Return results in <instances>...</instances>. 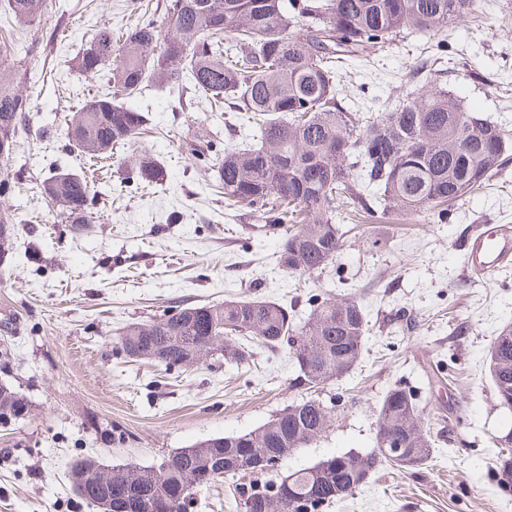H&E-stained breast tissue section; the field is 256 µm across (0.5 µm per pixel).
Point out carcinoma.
Returning a JSON list of instances; mask_svg holds the SVG:
<instances>
[{
  "instance_id": "cac0c4a2",
  "label": "carcinoma",
  "mask_w": 512,
  "mask_h": 512,
  "mask_svg": "<svg viewBox=\"0 0 512 512\" xmlns=\"http://www.w3.org/2000/svg\"><path fill=\"white\" fill-rule=\"evenodd\" d=\"M14 17L40 23L49 0H7ZM479 0H169L163 21L128 28L116 45L109 27L98 29L73 66L102 76L106 91L74 112L68 144L89 159H106L133 143L148 123L147 114L126 103L149 86L163 89L185 81L198 98L243 114L259 144L224 148L215 169L224 200L266 224L286 225L276 263L282 270L311 278L329 268L344 246L335 224L336 208L377 211L359 184L376 189L383 211L433 213L442 205L481 189L506 163V135L494 123L466 109L448 84L414 86L398 104L360 114L344 105L342 65L359 54L410 32L443 35L465 21ZM16 68L0 44V146L8 156L18 148V129L33 111ZM136 181L157 185L163 170L147 152L133 158ZM40 193L57 216L76 231L93 223V195L87 177L63 168L40 183ZM14 221L0 211V247L11 249ZM313 309L298 323L284 304L265 297H238L221 303L176 306L158 319L132 321L118 343L130 359L153 358L168 369L186 360L205 340L217 343L224 363L248 365L251 346L290 347L301 383L314 388L338 381L364 353L366 312L359 298H311ZM488 372L499 405L512 410V326L503 327L488 349ZM335 404L318 399L291 404L276 414L277 432L261 428L218 436L179 448L157 464L106 467L92 456L71 462L70 471L87 469L92 487L75 488L94 505L112 502L113 512H133L140 497L153 512H186L199 490L232 475L249 478L243 503L261 512V500L275 486L259 483L258 460L275 470L288 455L322 436ZM25 394L0 385V425L30 414ZM401 441L398 454L344 453L294 470L279 480L285 508L304 512L302 500L331 494L327 504L364 486L387 467L417 471L434 459L412 390L396 386L383 396L377 439ZM512 470V441L497 449L492 478Z\"/></svg>"
}]
</instances>
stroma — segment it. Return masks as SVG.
Returning <instances> with one entry per match:
<instances>
[{
    "instance_id": "obj_1",
    "label": "stroma",
    "mask_w": 512,
    "mask_h": 512,
    "mask_svg": "<svg viewBox=\"0 0 512 512\" xmlns=\"http://www.w3.org/2000/svg\"><path fill=\"white\" fill-rule=\"evenodd\" d=\"M168 0H56L39 27L18 22L0 0V42L38 83L23 124L17 159L8 163L9 196L0 211L17 227L12 257L0 273V382L25 393L29 417L0 426V512H96L73 492L70 462L88 454L107 465L159 463L179 448L248 433L293 403L335 400L321 437L292 453L278 475L376 446L380 401L394 386L412 389L435 442V462L421 471L383 469L327 512H512V493L491 480L496 440L512 430L486 353L512 324V263L481 278L465 271L468 238L478 224L512 225V162L441 222L421 224L390 213L348 216L335 263L301 284L273 263L284 231L224 207L212 167L224 146L253 144L246 121L228 122L208 102L180 90H145L131 99L149 122L134 148L94 164L71 151L67 122L97 78L71 59L98 28L121 34L161 22ZM426 33H410L351 64L347 81L364 84L376 107L395 103L411 65L434 80L447 72L463 105L512 135V0H484L477 17L448 31L435 52ZM215 134L211 153L192 156L196 137ZM161 164L154 187L132 184L133 151ZM86 172L94 222L83 233L62 223L39 185L53 168ZM356 294L368 319L360 364L313 391L296 379L287 348L258 345L253 364L214 358L166 370L125 357L117 335L171 306L263 296L310 311L312 295ZM234 479L198 492L187 512H243Z\"/></svg>"
}]
</instances>
